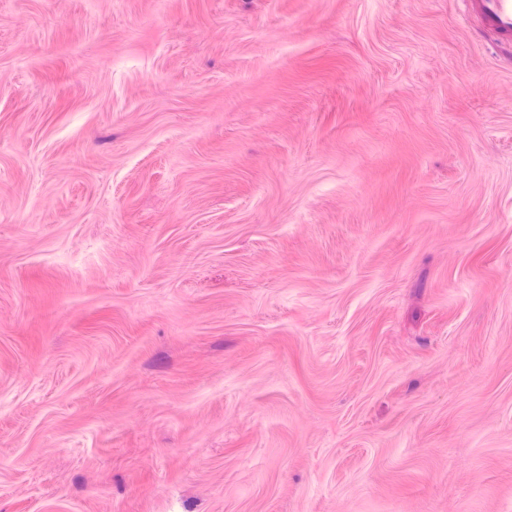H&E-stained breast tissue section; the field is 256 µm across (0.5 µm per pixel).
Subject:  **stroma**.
Here are the masks:
<instances>
[{
    "mask_svg": "<svg viewBox=\"0 0 512 512\" xmlns=\"http://www.w3.org/2000/svg\"><path fill=\"white\" fill-rule=\"evenodd\" d=\"M0 512H512L464 0H0Z\"/></svg>",
    "mask_w": 512,
    "mask_h": 512,
    "instance_id": "stroma-1",
    "label": "stroma"
}]
</instances>
